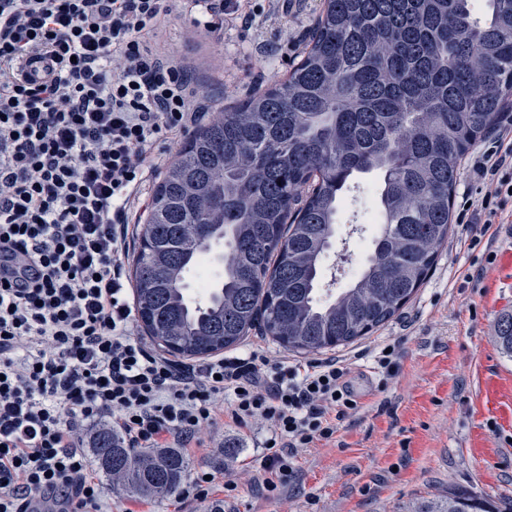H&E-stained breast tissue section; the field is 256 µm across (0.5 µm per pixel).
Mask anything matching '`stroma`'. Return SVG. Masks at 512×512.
<instances>
[{
	"label": "stroma",
	"instance_id": "stroma-1",
	"mask_svg": "<svg viewBox=\"0 0 512 512\" xmlns=\"http://www.w3.org/2000/svg\"><path fill=\"white\" fill-rule=\"evenodd\" d=\"M322 0H312L297 30L268 23L273 52L261 56L248 32L234 27L216 39L194 28L188 16L171 21L163 38L177 57L202 63L203 90L213 107L244 97L266 78L286 74L301 51ZM349 202L338 216L325 253L322 288L339 292L351 282L350 268L364 266L376 225L354 241L352 218L366 195L377 191V174L357 175ZM484 268L481 289L459 292L467 272ZM512 312V222L498 227L497 256L482 250L449 257L440 248L436 264L413 298L384 325L333 355L358 352L348 381L365 406L359 420L339 425L336 441L302 453L293 479L278 496L241 484L228 502L215 492L208 507L171 495L155 501L112 492V512H398L416 498H429L462 484L476 492L512 496V358L502 353L494 324ZM402 342L401 369L386 393L365 353L380 341ZM388 407H380L381 399ZM256 431L225 425L186 452L192 469L242 474L256 453Z\"/></svg>",
	"mask_w": 512,
	"mask_h": 512
}]
</instances>
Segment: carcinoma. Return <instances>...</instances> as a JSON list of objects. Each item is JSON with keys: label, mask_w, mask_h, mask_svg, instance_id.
I'll return each mask as SVG.
<instances>
[{"label": "carcinoma", "mask_w": 512, "mask_h": 512, "mask_svg": "<svg viewBox=\"0 0 512 512\" xmlns=\"http://www.w3.org/2000/svg\"><path fill=\"white\" fill-rule=\"evenodd\" d=\"M512 100V0H324L300 60L220 110L156 186L133 281L139 319L164 351L204 358L255 328L303 354L354 342L395 316L452 226L460 164ZM380 177L379 230L360 273L318 296L322 258L358 174ZM224 277L206 300L186 274L214 245ZM512 355V314L496 324ZM109 481L140 498L180 490L178 448L91 437ZM402 512H512L465 486Z\"/></svg>", "instance_id": "carcinoma-1"}]
</instances>
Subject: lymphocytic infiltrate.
Segmentation results:
<instances>
[{"instance_id": "obj_1", "label": "lymphocytic infiltrate", "mask_w": 512, "mask_h": 512, "mask_svg": "<svg viewBox=\"0 0 512 512\" xmlns=\"http://www.w3.org/2000/svg\"><path fill=\"white\" fill-rule=\"evenodd\" d=\"M184 14L210 33L256 22L248 0H0V512H105L78 446L104 420L130 448L263 424L251 482L271 496L300 451L362 409L353 359L273 363L255 349L179 364L133 332L123 264L142 186L168 161L159 142L208 114L191 67L155 39ZM468 169L483 195L460 221L491 262L512 204V121Z\"/></svg>"}]
</instances>
